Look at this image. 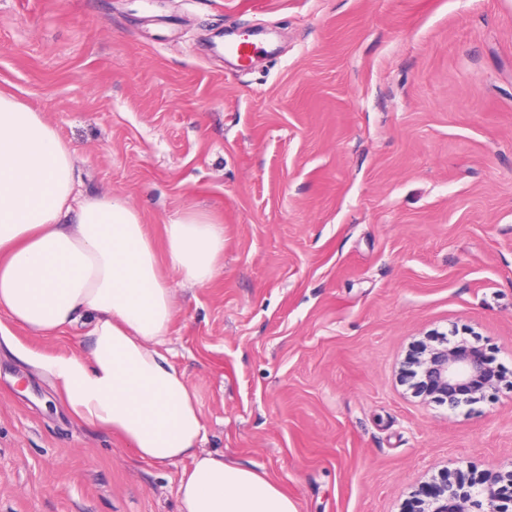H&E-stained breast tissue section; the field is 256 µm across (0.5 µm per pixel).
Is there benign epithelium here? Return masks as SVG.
I'll list each match as a JSON object with an SVG mask.
<instances>
[{"mask_svg":"<svg viewBox=\"0 0 512 512\" xmlns=\"http://www.w3.org/2000/svg\"><path fill=\"white\" fill-rule=\"evenodd\" d=\"M414 393L455 412L479 403L503 382L482 347L464 342L421 344L403 362ZM407 512H512V470L497 473L442 470L418 490Z\"/></svg>","mask_w":512,"mask_h":512,"instance_id":"obj_1","label":"benign epithelium"}]
</instances>
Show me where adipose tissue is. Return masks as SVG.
I'll return each mask as SVG.
<instances>
[{"label":"adipose tissue","mask_w":512,"mask_h":512,"mask_svg":"<svg viewBox=\"0 0 512 512\" xmlns=\"http://www.w3.org/2000/svg\"><path fill=\"white\" fill-rule=\"evenodd\" d=\"M73 152L41 113L0 91V318L55 338L84 327L88 354L27 361L56 382L71 419L122 438L144 462L189 461L181 512H297L271 479L201 452L195 391L163 346L174 318L167 273L204 286L224 227L188 211L164 226L167 266L140 214L106 193L77 199Z\"/></svg>","instance_id":"ef3b65f1"}]
</instances>
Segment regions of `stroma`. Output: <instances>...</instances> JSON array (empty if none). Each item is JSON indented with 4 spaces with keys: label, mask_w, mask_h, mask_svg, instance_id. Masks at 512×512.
<instances>
[{
    "label": "stroma",
    "mask_w": 512,
    "mask_h": 512,
    "mask_svg": "<svg viewBox=\"0 0 512 512\" xmlns=\"http://www.w3.org/2000/svg\"><path fill=\"white\" fill-rule=\"evenodd\" d=\"M251 28L252 65L224 34ZM0 88L74 152L157 251L182 212L224 227L214 279L167 280L165 347L204 450L298 512H403L443 468L512 469V393L475 413L411 393L431 333L512 381V0H0ZM0 341V512H179L183 464L71 421Z\"/></svg>",
    "instance_id": "obj_1"
}]
</instances>
